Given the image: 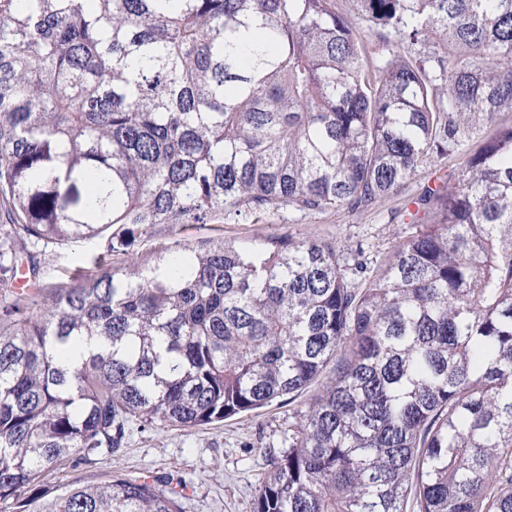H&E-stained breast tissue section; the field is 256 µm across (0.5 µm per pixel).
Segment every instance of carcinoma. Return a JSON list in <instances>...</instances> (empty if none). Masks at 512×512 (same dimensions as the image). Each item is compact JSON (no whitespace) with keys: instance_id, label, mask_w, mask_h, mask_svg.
Instances as JSON below:
<instances>
[{"instance_id":"carcinoma-1","label":"carcinoma","mask_w":512,"mask_h":512,"mask_svg":"<svg viewBox=\"0 0 512 512\" xmlns=\"http://www.w3.org/2000/svg\"><path fill=\"white\" fill-rule=\"evenodd\" d=\"M0 0V504L181 512L165 480L42 477L336 377L297 415L254 512H512V0ZM477 122L379 272L281 236L213 243L22 316V256L158 224L324 212L398 192ZM433 206L435 219L420 213Z\"/></svg>"}]
</instances>
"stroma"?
Instances as JSON below:
<instances>
[{
	"instance_id": "35a3bbf8",
	"label": "stroma",
	"mask_w": 512,
	"mask_h": 512,
	"mask_svg": "<svg viewBox=\"0 0 512 512\" xmlns=\"http://www.w3.org/2000/svg\"><path fill=\"white\" fill-rule=\"evenodd\" d=\"M463 154L435 156L424 163L396 194L372 206L345 205L323 213L285 210L257 213L244 221L221 224H160L136 234L128 252L104 257L100 238L47 248L39 257L36 276L43 290L77 287L74 272L93 267L104 257V271L146 264L163 252L194 249L220 239L235 246H260L269 238L328 244L347 257L379 270L394 247L415 232L409 204L448 173L460 169ZM335 365L299 395L220 423L173 428L131 425L117 452L101 454L91 463L68 464L46 474L52 487L77 488L109 481L115 475L186 479L182 512H253L254 496L270 469L271 454L288 448L289 430L297 411L307 410L314 396L334 379Z\"/></svg>"
}]
</instances>
